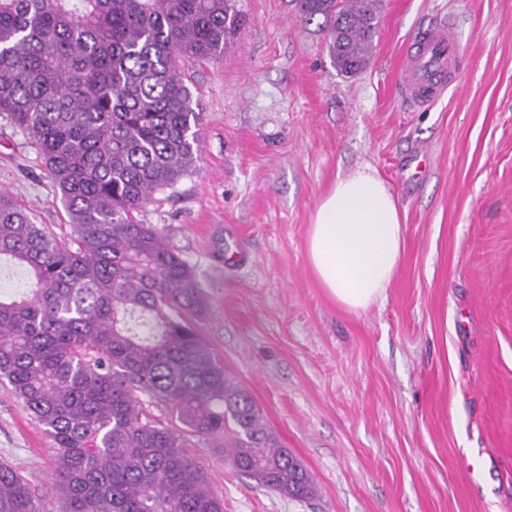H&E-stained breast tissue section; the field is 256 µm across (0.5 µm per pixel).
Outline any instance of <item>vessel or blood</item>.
Here are the masks:
<instances>
[{"label":"vessel or blood","instance_id":"1","mask_svg":"<svg viewBox=\"0 0 512 512\" xmlns=\"http://www.w3.org/2000/svg\"><path fill=\"white\" fill-rule=\"evenodd\" d=\"M401 56V92L414 106L430 105L461 68L454 24L432 23L410 40Z\"/></svg>","mask_w":512,"mask_h":512}]
</instances>
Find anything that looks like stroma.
<instances>
[{
	"label": "stroma",
	"mask_w": 512,
	"mask_h": 512,
	"mask_svg": "<svg viewBox=\"0 0 512 512\" xmlns=\"http://www.w3.org/2000/svg\"><path fill=\"white\" fill-rule=\"evenodd\" d=\"M220 61H185L201 158L140 212L194 268L200 333L250 392L313 494L257 488L193 439L224 512H512V0H380L366 67L333 66L296 0H237ZM458 27L462 69L433 106L397 86L419 27ZM367 168L405 225L384 301L346 311L307 262L312 214ZM0 189L59 239L72 227L36 149L0 119ZM58 512L52 439L0 387V462Z\"/></svg>",
	"instance_id": "1"
}]
</instances>
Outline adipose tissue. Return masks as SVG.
Returning a JSON list of instances; mask_svg holds the SVG:
<instances>
[{"label": "adipose tissue", "instance_id": "obj_1", "mask_svg": "<svg viewBox=\"0 0 512 512\" xmlns=\"http://www.w3.org/2000/svg\"><path fill=\"white\" fill-rule=\"evenodd\" d=\"M404 227L395 198L375 173L337 177L318 204L307 239L320 287L345 310L385 300L402 257Z\"/></svg>", "mask_w": 512, "mask_h": 512}]
</instances>
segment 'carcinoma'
Here are the masks:
<instances>
[{
    "instance_id": "carcinoma-1",
    "label": "carcinoma",
    "mask_w": 512,
    "mask_h": 512,
    "mask_svg": "<svg viewBox=\"0 0 512 512\" xmlns=\"http://www.w3.org/2000/svg\"><path fill=\"white\" fill-rule=\"evenodd\" d=\"M237 0H0V118L36 146L73 234L58 240L0 191V381L56 448L61 512H224L190 438H224L257 485L306 498L198 325L193 267L138 212L196 167L202 113L181 71L236 38ZM336 70L364 68L378 0H297ZM167 414L163 422L152 409ZM0 512H41L0 463Z\"/></svg>"
}]
</instances>
